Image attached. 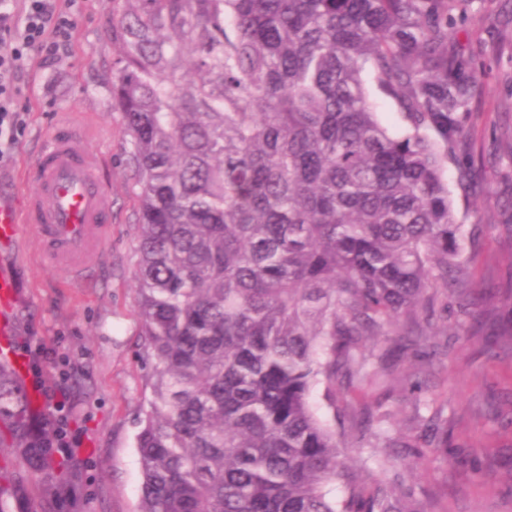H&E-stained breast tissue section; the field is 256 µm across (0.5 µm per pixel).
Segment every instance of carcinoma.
<instances>
[{
    "mask_svg": "<svg viewBox=\"0 0 512 512\" xmlns=\"http://www.w3.org/2000/svg\"><path fill=\"white\" fill-rule=\"evenodd\" d=\"M466 0H125L112 109L139 188L151 396L138 512H429L356 483L342 449L448 456L420 377L447 354L432 312L465 277L445 164L479 77L448 47ZM405 123L384 125L370 88ZM407 337L399 378L381 336ZM399 383L404 418L336 430V387ZM324 390L322 411L312 393ZM0 363V512H52L72 481ZM399 424L401 445L387 427ZM346 495L336 497V485Z\"/></svg>",
    "mask_w": 512,
    "mask_h": 512,
    "instance_id": "carcinoma-1",
    "label": "carcinoma"
}]
</instances>
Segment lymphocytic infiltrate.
Here are the masks:
<instances>
[{
  "mask_svg": "<svg viewBox=\"0 0 512 512\" xmlns=\"http://www.w3.org/2000/svg\"><path fill=\"white\" fill-rule=\"evenodd\" d=\"M77 0H0V163L9 161L26 126L19 82L27 65L68 55Z\"/></svg>",
  "mask_w": 512,
  "mask_h": 512,
  "instance_id": "lymphocytic-infiltrate-1",
  "label": "lymphocytic infiltrate"
}]
</instances>
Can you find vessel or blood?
I'll use <instances>...</instances> for the list:
<instances>
[{
    "label": "vessel or blood",
    "instance_id": "obj_1",
    "mask_svg": "<svg viewBox=\"0 0 512 512\" xmlns=\"http://www.w3.org/2000/svg\"><path fill=\"white\" fill-rule=\"evenodd\" d=\"M101 162L70 125L61 123L41 144L28 175L35 185L21 206L0 193V362L27 377L7 318L17 284L8 270L20 223L32 224L49 264L82 275L97 263L112 227V199Z\"/></svg>",
    "mask_w": 512,
    "mask_h": 512
}]
</instances>
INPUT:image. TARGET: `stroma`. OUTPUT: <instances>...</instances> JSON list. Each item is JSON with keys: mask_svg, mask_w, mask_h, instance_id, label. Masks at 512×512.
<instances>
[{"mask_svg": "<svg viewBox=\"0 0 512 512\" xmlns=\"http://www.w3.org/2000/svg\"><path fill=\"white\" fill-rule=\"evenodd\" d=\"M123 6L81 0L72 53L48 67L31 62L21 82L27 126L12 160L0 165V189L23 197L34 188L23 171L38 141L55 117L72 118L88 128L112 196V230L86 278L47 265L32 225H21L15 250V345L39 353L42 380L69 394L77 501L59 499L55 512H137L140 500L135 435L152 364L143 356L136 289L139 189L123 116L112 109V18ZM451 41L482 72L468 137L448 160L464 229V286L475 304L462 308L453 295L436 304L434 320L450 334L448 355L429 379L422 412L441 414L449 447L467 456L390 467L379 477L399 479L430 512H512V311L505 304L512 288V0H472ZM474 457L485 463L478 478Z\"/></svg>", "mask_w": 512, "mask_h": 512, "instance_id": "35a3bbf8", "label": "stroma"}]
</instances>
